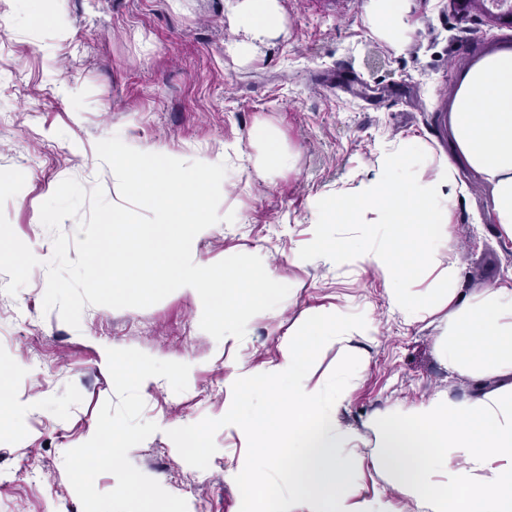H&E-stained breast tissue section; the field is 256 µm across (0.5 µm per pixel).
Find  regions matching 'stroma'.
<instances>
[{
  "instance_id": "1",
  "label": "stroma",
  "mask_w": 512,
  "mask_h": 512,
  "mask_svg": "<svg viewBox=\"0 0 512 512\" xmlns=\"http://www.w3.org/2000/svg\"><path fill=\"white\" fill-rule=\"evenodd\" d=\"M280 4L285 33L242 62L227 50L238 34L225 0H0V169L26 177L1 210L43 258L16 295L5 292L10 277L0 273V358L23 362L13 379L16 421L0 429V512H82L64 455L92 437L114 396L110 348L190 366L184 392L162 378L142 384L143 417L188 426L204 460L160 432L128 454L185 499L188 512H247L232 474L263 456L224 422L237 395L230 382L239 368L274 363L280 342L321 308L338 305L378 326L353 342L367 369L341 415L364 437L368 458L374 415L407 411L439 392L462 400L484 390L449 373L435 350L440 322L408 324L390 312L381 276L315 254L298 262L294 253L310 237L312 200L364 178L387 143L415 138L435 156L450 155L458 80L484 56L512 47V23L459 0H406L408 40L394 47L373 36L367 0ZM35 6L56 12L58 23L35 19ZM61 81L76 95L58 94ZM260 122L293 157L264 181L248 162L221 154L225 143L248 147ZM114 135L224 160L233 188L221 206L240 221L214 225L196 245L199 261L257 247L290 288L274 310L250 319L242 341L226 345L204 332L196 299L178 290L145 309L85 306L76 329L58 310H44L53 235L40 206L67 178L113 196L112 172L94 158L97 143ZM458 179L465 192L452 245L468 295L512 281V239L490 218V184L463 162Z\"/></svg>"
}]
</instances>
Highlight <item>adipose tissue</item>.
Returning <instances> with one entry per match:
<instances>
[{
  "label": "adipose tissue",
  "mask_w": 512,
  "mask_h": 512,
  "mask_svg": "<svg viewBox=\"0 0 512 512\" xmlns=\"http://www.w3.org/2000/svg\"><path fill=\"white\" fill-rule=\"evenodd\" d=\"M243 39L228 50L247 60L257 42L284 32L278 0H226ZM367 19L381 40L406 38L404 0H368ZM450 124L459 153L492 186V216L512 239V49L498 50L470 67L453 96ZM259 178L287 163L276 138L256 126L250 137ZM463 187L446 158H434L420 141L389 145L372 175L345 190L315 199L307 247L326 261L372 270L387 284L388 305L407 323L440 316L438 355L451 373L492 381L491 389L455 401L437 394L404 414L373 418V462L388 471L391 494L360 496L352 487L365 456L358 430L340 413L351 381V343L377 330L373 319L354 321L342 308L314 313L306 333L288 338L270 367L246 370L235 385L267 391L275 406L269 416L238 414L232 427L253 434L272 422L288 438L287 448L268 453L269 466L282 469L288 493L279 512H397L393 495L431 512H512V284L458 297V260L449 251L451 216ZM345 224L356 236H332ZM418 272L433 274L429 295L408 292L404 282ZM337 345L343 359L335 384L311 383L306 335Z\"/></svg>",
  "instance_id": "adipose-tissue-1"
}]
</instances>
